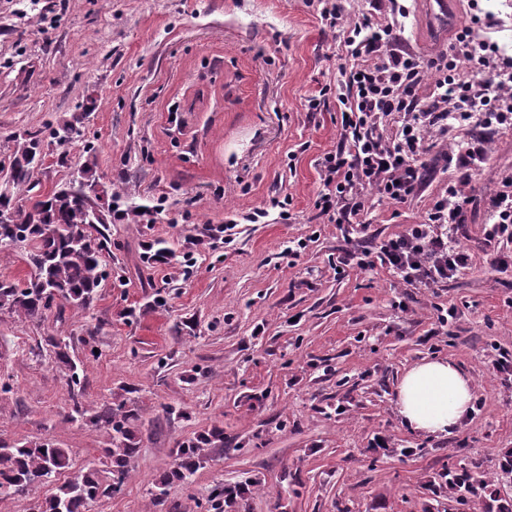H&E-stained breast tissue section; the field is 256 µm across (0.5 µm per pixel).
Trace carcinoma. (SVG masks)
<instances>
[{"label":"carcinoma","instance_id":"obj_1","mask_svg":"<svg viewBox=\"0 0 512 512\" xmlns=\"http://www.w3.org/2000/svg\"><path fill=\"white\" fill-rule=\"evenodd\" d=\"M82 112L48 127V131H24L14 135L9 162L12 193L1 197L0 210L15 216V223L0 231V251L20 253L30 273L23 282L0 280V309L29 321L45 318L50 305L85 310L93 303L104 278L102 258L108 252L106 233L112 199L124 190L112 189L96 175L94 152L62 187L42 199L30 196L35 187L33 172L40 167L45 149L71 143L81 135ZM55 359L68 378L70 410L66 418L109 435L103 459L74 476L61 478L72 467V450L52 441L0 440V494L26 496L40 484L52 485V492L33 502L31 512H86L89 502L122 491L130 477V463L137 455L135 429L139 410L125 402L97 408L83 401L82 368L69 355L63 339H48ZM224 444V429L215 427L183 443L176 450V466L152 482L150 504L164 505L167 487L174 479L184 482L208 459V450ZM197 507L205 512H250L246 493L222 486L213 488Z\"/></svg>","mask_w":512,"mask_h":512}]
</instances>
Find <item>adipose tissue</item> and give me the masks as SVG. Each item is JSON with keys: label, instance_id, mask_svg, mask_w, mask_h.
<instances>
[{"label": "adipose tissue", "instance_id": "obj_1", "mask_svg": "<svg viewBox=\"0 0 512 512\" xmlns=\"http://www.w3.org/2000/svg\"><path fill=\"white\" fill-rule=\"evenodd\" d=\"M473 398L472 379L455 361L425 359L411 366L397 389L396 407L412 430L447 435L468 414Z\"/></svg>", "mask_w": 512, "mask_h": 512}]
</instances>
